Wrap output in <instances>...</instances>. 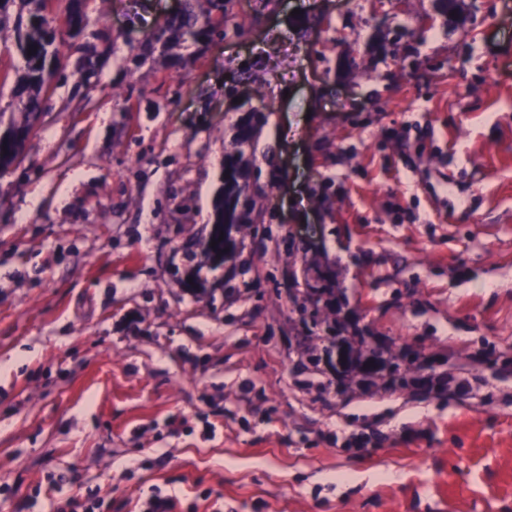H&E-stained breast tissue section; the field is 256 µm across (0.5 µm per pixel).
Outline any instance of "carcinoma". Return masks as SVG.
Masks as SVG:
<instances>
[{"label": "carcinoma", "mask_w": 512, "mask_h": 512, "mask_svg": "<svg viewBox=\"0 0 512 512\" xmlns=\"http://www.w3.org/2000/svg\"><path fill=\"white\" fill-rule=\"evenodd\" d=\"M52 0H0V20L8 14L10 6L19 4L15 19V47L25 60V66L17 75L11 88V97L17 111L5 115L0 112V172L20 162L25 141L43 115V100L50 90L51 80L65 62L62 60L58 44L65 38L75 39L84 31L80 14L79 0H67L65 16L68 21H76L74 26H66L59 31L47 25L45 14ZM225 13V0H185L181 13L157 33L150 36L142 46V52L148 53L158 43L166 44L183 37L199 39L208 32V19L212 12ZM257 124L241 120L236 123L235 142L237 150L224 156V179L216 207L215 221L209 240L203 245L205 257L215 267L230 259L236 249L233 232L242 224H254L252 190L256 189L257 177L248 168L242 147L250 144L255 136ZM216 245H211V241ZM306 293L303 303L296 305L301 319L311 317L318 322L326 311L340 310L332 289L313 286L305 280ZM325 339L328 346L323 348L324 355L310 353V362L318 365L322 359H330L336 348L347 351V366L336 371V375L345 377L355 375L364 383H371L383 372H399L394 363V355L389 347L379 350L361 338L354 341L347 335L346 324L335 320L334 325L326 326Z\"/></svg>", "instance_id": "obj_1"}]
</instances>
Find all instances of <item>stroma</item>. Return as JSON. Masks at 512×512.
Here are the masks:
<instances>
[{"mask_svg":"<svg viewBox=\"0 0 512 512\" xmlns=\"http://www.w3.org/2000/svg\"><path fill=\"white\" fill-rule=\"evenodd\" d=\"M182 4L84 0L0 172V512H512V0H228L239 30L141 56ZM251 111L260 221L214 268ZM325 268L469 389L309 364L288 290Z\"/></svg>","mask_w":512,"mask_h":512,"instance_id":"1","label":"stroma"}]
</instances>
